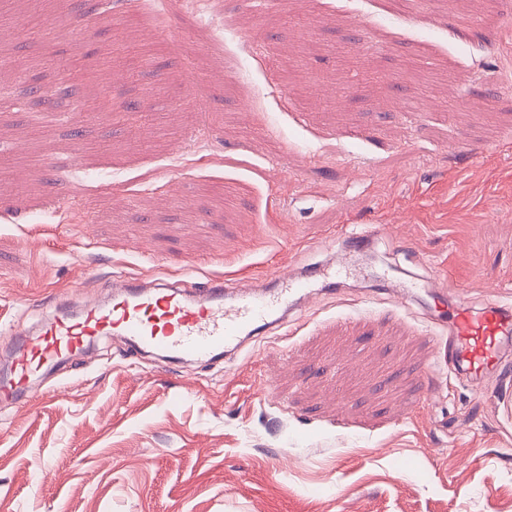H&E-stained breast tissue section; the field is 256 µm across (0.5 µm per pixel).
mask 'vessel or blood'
Masks as SVG:
<instances>
[{"label":"vessel or blood","mask_w":512,"mask_h":512,"mask_svg":"<svg viewBox=\"0 0 512 512\" xmlns=\"http://www.w3.org/2000/svg\"><path fill=\"white\" fill-rule=\"evenodd\" d=\"M271 277L285 284V292L274 294L263 282L235 283L221 276L203 283L161 275L113 279L111 297L88 299L78 317L53 307L32 335L16 337L15 377L0 383V400L28 394L26 381L38 367L106 336L149 356L200 359L238 350L242 336L258 328L275 332L296 324L299 306L313 298V290L290 269L275 270ZM439 329L437 365L449 378L479 390L490 375L512 371L511 304L488 302L478 308L469 289H459Z\"/></svg>","instance_id":"1"}]
</instances>
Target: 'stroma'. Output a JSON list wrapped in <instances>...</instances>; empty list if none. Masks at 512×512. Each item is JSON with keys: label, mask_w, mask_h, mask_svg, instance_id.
Listing matches in <instances>:
<instances>
[{"label": "stroma", "mask_w": 512, "mask_h": 512, "mask_svg": "<svg viewBox=\"0 0 512 512\" xmlns=\"http://www.w3.org/2000/svg\"><path fill=\"white\" fill-rule=\"evenodd\" d=\"M223 2L219 35L195 0H8L0 68L38 91L0 83V350L116 276L318 289L341 226L389 231L294 334L169 366L101 339L33 378L0 512H512V376L434 366L437 290L512 303V0ZM107 66L116 111L76 113Z\"/></svg>", "instance_id": "1"}]
</instances>
